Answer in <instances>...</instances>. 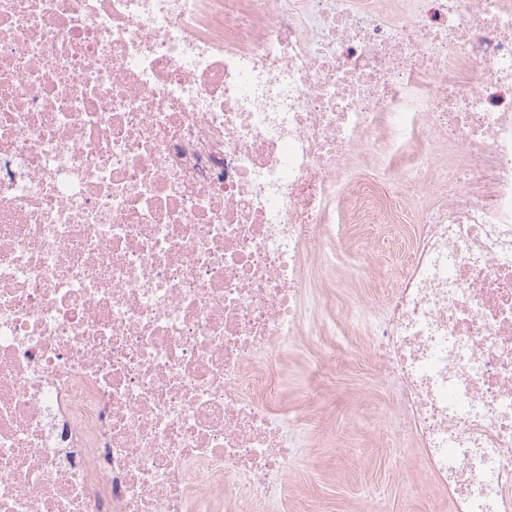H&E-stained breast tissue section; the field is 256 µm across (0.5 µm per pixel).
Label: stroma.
Returning <instances> with one entry per match:
<instances>
[{
	"label": "stroma",
	"instance_id": "obj_1",
	"mask_svg": "<svg viewBox=\"0 0 512 512\" xmlns=\"http://www.w3.org/2000/svg\"><path fill=\"white\" fill-rule=\"evenodd\" d=\"M409 232L401 220L343 228L335 265L323 266L314 257L307 262L311 286L304 313L321 310L343 320L362 299L342 285L358 265L376 288L392 286L408 255ZM368 345L364 333L348 337L319 378L309 369L320 353L317 337H303L289 351L278 408L305 424L306 434L281 512H355L376 496L387 512H431L438 503L415 466L412 448L398 444L380 421L384 390L364 361Z\"/></svg>",
	"mask_w": 512,
	"mask_h": 512
}]
</instances>
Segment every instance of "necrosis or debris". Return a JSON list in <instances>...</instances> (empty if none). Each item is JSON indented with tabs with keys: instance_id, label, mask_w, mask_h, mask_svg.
<instances>
[{
	"instance_id": "4bbe7bcc",
	"label": "necrosis or debris",
	"mask_w": 512,
	"mask_h": 512,
	"mask_svg": "<svg viewBox=\"0 0 512 512\" xmlns=\"http://www.w3.org/2000/svg\"><path fill=\"white\" fill-rule=\"evenodd\" d=\"M448 512H512V0H0V512H279L312 249ZM400 221L392 224H358L344 227L337 247L339 259L324 267L315 256L307 262L311 288H306L303 312L311 317L317 309L343 322L347 310L358 304L364 295L353 288H343V277L356 274L354 265L365 268L361 276H369L377 292L396 281L409 248L410 225Z\"/></svg>"
}]
</instances>
